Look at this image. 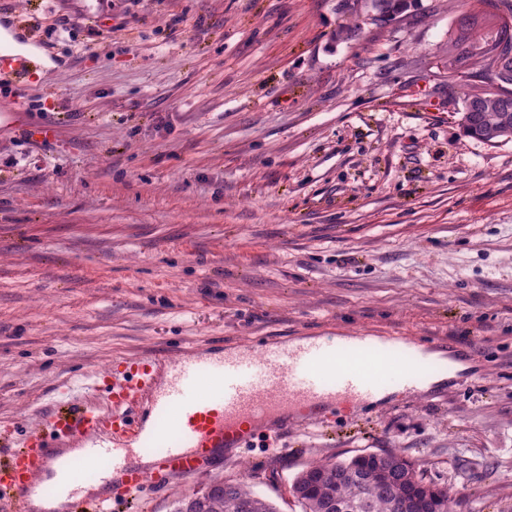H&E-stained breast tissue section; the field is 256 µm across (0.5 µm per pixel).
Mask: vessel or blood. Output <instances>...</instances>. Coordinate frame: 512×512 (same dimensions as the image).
Listing matches in <instances>:
<instances>
[{
  "label": "vessel or blood",
  "instance_id": "obj_1",
  "mask_svg": "<svg viewBox=\"0 0 512 512\" xmlns=\"http://www.w3.org/2000/svg\"><path fill=\"white\" fill-rule=\"evenodd\" d=\"M11 29L0 27V63L14 81L29 76L28 59L5 53ZM368 359L384 358L374 336H348L343 344L334 338L309 337L305 345H266L259 354L215 357L182 354L176 358L147 354L111 368L110 414L94 405L56 406L44 430L31 433L19 449L0 463V497L14 512H28V493L42 478L45 460L57 448L82 449L87 460H106L100 479L108 494L76 497L68 483L57 492L70 499L71 512H112L113 493L130 494L142 487L146 476L130 467L122 446L140 443L154 453L161 477L189 479L210 465L219 452L245 445L255 427L287 425L290 408L315 405L340 394L368 399L382 386L410 384L417 367L389 362L385 374L348 369L331 371L341 354ZM165 386H158L159 374ZM166 421V430L146 431L130 417L131 406Z\"/></svg>",
  "mask_w": 512,
  "mask_h": 512
}]
</instances>
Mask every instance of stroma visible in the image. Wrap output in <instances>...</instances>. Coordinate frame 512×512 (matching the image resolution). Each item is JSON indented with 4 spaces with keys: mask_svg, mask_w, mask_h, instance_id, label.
<instances>
[{
    "mask_svg": "<svg viewBox=\"0 0 512 512\" xmlns=\"http://www.w3.org/2000/svg\"><path fill=\"white\" fill-rule=\"evenodd\" d=\"M336 2L0 0L53 63L0 70V438L144 354L381 336L464 365L114 512L224 479L302 512L307 463L381 451L456 512H512V141L467 137L447 79L485 6L419 0L344 42Z\"/></svg>",
    "mask_w": 512,
    "mask_h": 512,
    "instance_id": "35a3bbf8",
    "label": "stroma"
}]
</instances>
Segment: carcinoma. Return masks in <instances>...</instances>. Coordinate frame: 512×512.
<instances>
[{"instance_id": "obj_1", "label": "carcinoma", "mask_w": 512, "mask_h": 512, "mask_svg": "<svg viewBox=\"0 0 512 512\" xmlns=\"http://www.w3.org/2000/svg\"><path fill=\"white\" fill-rule=\"evenodd\" d=\"M492 11L481 15L464 14L458 26L449 32L457 52L448 56V87L460 74L474 79L462 98L461 125L466 136L484 142L488 126L496 145L512 140V54L493 55L501 44L512 47V15L498 12L496 0H484ZM415 0H339L335 5L348 22L340 33L347 40L357 39L366 19L381 25L405 16ZM355 455L341 461H313L292 480L290 491L303 512H329V500L343 504L345 512H403L407 500L427 491L425 512H455L448 490L425 480L414 462L399 452L385 454L410 478L399 480L385 490L365 498V491L378 484L381 468L373 461H361ZM177 512H278L273 503L249 490L240 482L229 491L216 489L209 494L190 497L178 503Z\"/></svg>"}]
</instances>
